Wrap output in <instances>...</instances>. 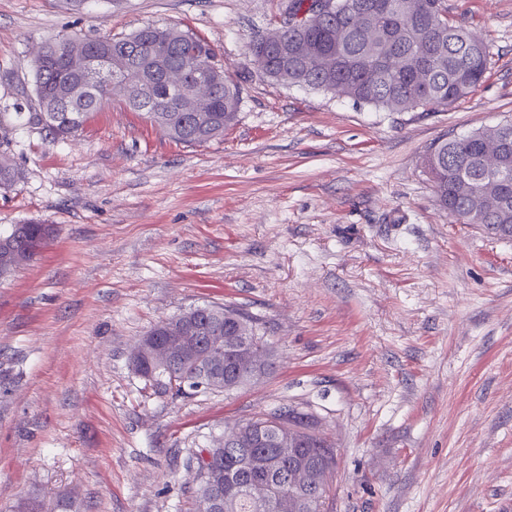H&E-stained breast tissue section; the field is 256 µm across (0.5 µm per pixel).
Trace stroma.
<instances>
[{"label": "stroma", "mask_w": 512, "mask_h": 512, "mask_svg": "<svg viewBox=\"0 0 512 512\" xmlns=\"http://www.w3.org/2000/svg\"><path fill=\"white\" fill-rule=\"evenodd\" d=\"M281 0H0V113L67 35L176 25L241 88L237 119L176 143L121 98L74 139L16 121L0 229L53 234L0 277V512H197L191 460L288 409L336 453L327 512H512V240L455 223L426 172L444 140L512 120V0H444L489 47L467 97L388 112L271 82L248 47ZM250 315L267 374L164 389L130 364L161 319Z\"/></svg>", "instance_id": "stroma-1"}]
</instances>
